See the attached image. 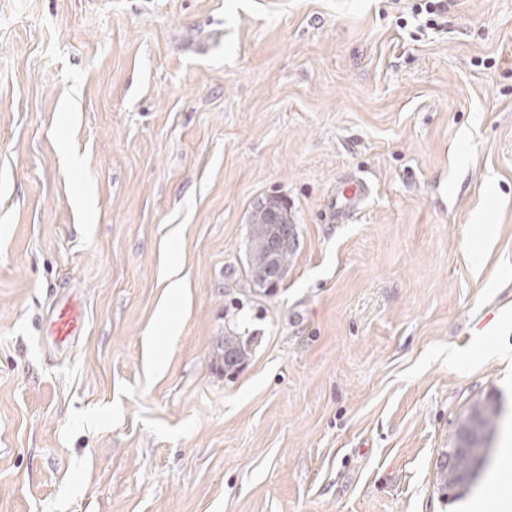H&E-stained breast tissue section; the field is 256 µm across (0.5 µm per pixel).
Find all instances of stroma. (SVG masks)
<instances>
[{"label":"stroma","mask_w":512,"mask_h":512,"mask_svg":"<svg viewBox=\"0 0 512 512\" xmlns=\"http://www.w3.org/2000/svg\"><path fill=\"white\" fill-rule=\"evenodd\" d=\"M423 2L0 0V512L474 496L442 480L474 403L512 448V0L435 30ZM345 175L369 195L334 224ZM273 198L298 249L265 291ZM267 211L262 212V205L256 206L251 215V246L246 255V271L254 285L259 288H271L269 284L259 282L255 278L257 271L276 266L284 270L291 264L295 255L293 245L281 244L277 250L273 249L272 242L280 239L279 225L287 224L284 214L274 208L269 209V222L266 220ZM85 326L80 305L73 298L61 300L47 322L46 336L54 347L65 348L82 336ZM233 330H225L224 336H218L215 340V351L217 355L224 353L225 359L233 358L234 365L237 366L242 363L244 359L249 356L250 339H244L243 336H237Z\"/></svg>","instance_id":"35a3bbf8"}]
</instances>
